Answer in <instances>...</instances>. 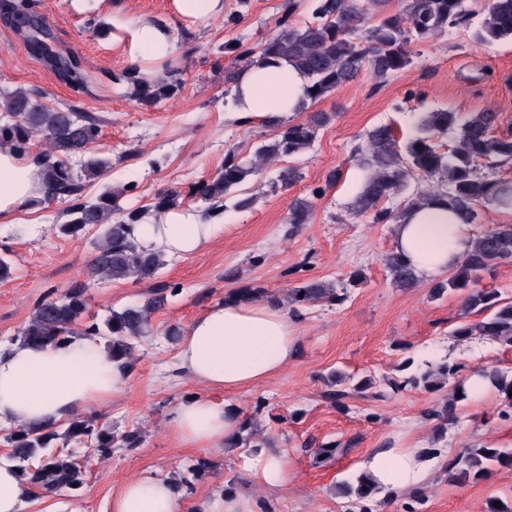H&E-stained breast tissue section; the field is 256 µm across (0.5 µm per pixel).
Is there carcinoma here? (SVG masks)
<instances>
[{
	"instance_id": "obj_1",
	"label": "carcinoma",
	"mask_w": 512,
	"mask_h": 512,
	"mask_svg": "<svg viewBox=\"0 0 512 512\" xmlns=\"http://www.w3.org/2000/svg\"><path fill=\"white\" fill-rule=\"evenodd\" d=\"M314 21L301 27H285L264 43L252 46L241 39L224 45V51L235 55V61L247 68L256 63L283 61L308 80L307 98L323 99L368 69L379 79L406 68L412 62L410 45L422 42L450 28L471 26V15L463 0H404L403 10L387 14L388 0H312ZM373 10L382 14L380 22L365 30L361 24ZM480 44L512 40V0H490L474 30ZM54 71L64 81L86 83L87 76L70 68L69 57H54ZM109 85L123 91V96L141 104H156L173 96L178 85L165 77L146 79L127 69L106 73ZM331 120L320 112L305 123H286L278 117L269 120L278 133L270 143L260 144L252 157H242L234 150L224 156V165L215 175L190 185L188 196L215 210L224 206L225 196L251 176L261 174L272 159L306 153L314 145L319 130ZM499 114L492 110L461 117L457 112L435 110L415 113L411 131L400 137L394 124H380L370 129L361 145L354 148L352 158L357 165L370 169V174L356 196L354 209L372 215L376 224L399 222L404 214L432 198L446 201L462 224H475L477 206L493 204L498 210L512 211V181L491 178L483 169H499L512 164V135L495 136ZM101 129L92 115L74 105L57 109L42 102L36 88H16L0 95V142L8 139L20 149L30 148L34 137L48 144L42 154L46 201H64L67 220L58 225L64 235L77 236L88 228L101 232L88 267V280L150 279L165 265L163 256L141 249L131 238V226L142 221L148 209L128 206L123 194L107 190L87 201L85 182L102 178L110 170L109 159L92 154ZM453 139L452 145L445 140ZM414 175L436 180L435 189L422 190L413 185ZM300 171L293 165L281 168L272 181L273 187H288L298 181ZM400 199L397 209L386 206ZM312 202L294 200L288 223L305 224L310 218ZM512 262V224H501L473 239L471 250L449 269L448 278L437 281L432 296L446 293L462 296L461 321L455 330L459 338L480 335L504 346H512V300L501 298L496 290L471 289L473 276L480 271ZM394 284L401 288L414 286L418 276L400 253L385 259ZM89 285L79 284L61 292L51 291L35 303L33 313L18 331L15 340L21 344L55 345L82 331L103 340L104 349L121 368L128 367L132 341L145 335L152 313L163 309L167 296L151 294L141 304L119 311L112 310L102 318L82 323L87 313ZM294 303L322 300L340 303L343 295L332 285L313 281L292 290ZM484 315L471 323L467 317ZM479 385L494 388L505 406L512 407V374L497 368L483 367L476 372ZM452 384V397L436 412L442 425L456 421L457 402L467 397L466 380L457 377V366L444 362L403 379V386L441 387ZM58 425L33 429L17 427L4 435L9 447L8 458L30 484L42 491L71 489L83 483L84 471L67 445L84 443L105 457L114 444L112 431L91 419L74 417ZM511 466L512 450L504 448H463L452 459L442 463L451 482L485 479L493 465ZM379 490L367 475L361 474L356 485L342 483L339 492L369 501Z\"/></svg>"
}]
</instances>
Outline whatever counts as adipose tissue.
I'll list each match as a JSON object with an SVG mask.
<instances>
[{"label": "adipose tissue", "mask_w": 512, "mask_h": 512, "mask_svg": "<svg viewBox=\"0 0 512 512\" xmlns=\"http://www.w3.org/2000/svg\"><path fill=\"white\" fill-rule=\"evenodd\" d=\"M128 62L151 75L153 62L175 50L169 25L148 20L117 23L113 35ZM305 77L285 63L246 68L234 90L235 109L251 120L298 111L306 100ZM45 198L41 158L0 144V223L36 212ZM223 227L179 210L162 223L145 219L131 235L138 246L165 256L191 255L208 245ZM396 249L421 278L446 272L470 251L472 238L450 207L435 201L407 212L397 224ZM295 328L279 308L242 302L217 303L194 319L178 344L180 369L206 388L174 406L169 423L181 440L219 448L236 434L239 416L212 401L219 389L237 392L264 382L285 369L294 356ZM123 370L108 357L97 337L82 333L54 347L0 346V424L34 428L59 423L73 414L106 404L124 390ZM425 460L416 451L388 448L374 454L367 469L376 484L397 489L422 484ZM33 491L14 464L0 461V512H26ZM112 512H182V499L171 482L140 476L123 484L112 499Z\"/></svg>", "instance_id": "ef3b65f1"}]
</instances>
